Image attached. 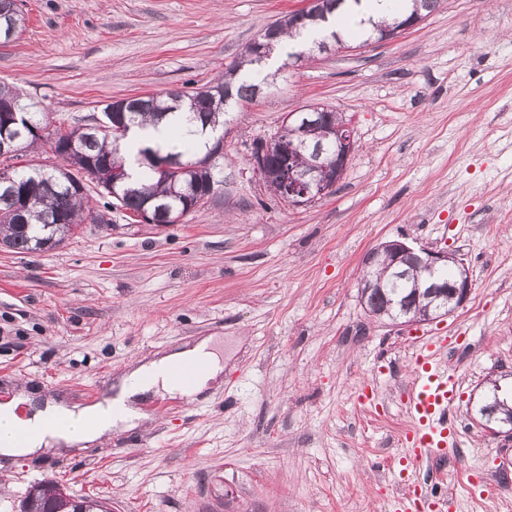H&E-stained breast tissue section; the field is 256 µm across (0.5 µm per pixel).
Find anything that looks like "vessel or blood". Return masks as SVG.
I'll return each mask as SVG.
<instances>
[{"label":"vessel or blood","mask_w":512,"mask_h":512,"mask_svg":"<svg viewBox=\"0 0 512 512\" xmlns=\"http://www.w3.org/2000/svg\"><path fill=\"white\" fill-rule=\"evenodd\" d=\"M444 336H424L412 360V381L406 399L409 425L407 451L399 458L400 474L413 486L398 512H437L438 503L425 491L421 475L424 464L444 456L455 444L458 431L448 420L453 409L457 386L452 375L442 369L438 354L447 345Z\"/></svg>","instance_id":"b4317fda"}]
</instances>
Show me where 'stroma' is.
<instances>
[{
  "mask_svg": "<svg viewBox=\"0 0 512 512\" xmlns=\"http://www.w3.org/2000/svg\"><path fill=\"white\" fill-rule=\"evenodd\" d=\"M0 80L50 125H85L134 95L209 84L260 30L306 0H18ZM253 102L231 106L221 184L181 223L95 210L56 248L0 247V400L36 390L69 404L177 346L213 337L224 380L86 449L0 458V512L54 482L111 512H395L407 489L404 394L419 335L459 386L460 433L423 469L460 512H512V438L469 413L512 374V0H444L386 42L313 53ZM336 108L357 147L333 194L293 207L249 162L254 141L309 105ZM399 239L462 258L473 286L450 317L373 320L361 259ZM374 385L379 405L357 397ZM480 472L487 499L466 497Z\"/></svg>",
  "mask_w": 512,
  "mask_h": 512,
  "instance_id": "stroma-1",
  "label": "stroma"
}]
</instances>
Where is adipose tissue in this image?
I'll return each mask as SVG.
<instances>
[{"mask_svg": "<svg viewBox=\"0 0 512 512\" xmlns=\"http://www.w3.org/2000/svg\"><path fill=\"white\" fill-rule=\"evenodd\" d=\"M201 364L190 384L177 383L173 374L182 365ZM224 364L212 338L203 337L167 354L141 363L117 383L113 396L70 407L20 394L0 402V456L30 455L55 446L85 448L115 428L136 427L141 406L156 396L193 401L220 381Z\"/></svg>", "mask_w": 512, "mask_h": 512, "instance_id": "adipose-tissue-1", "label": "adipose tissue"}]
</instances>
